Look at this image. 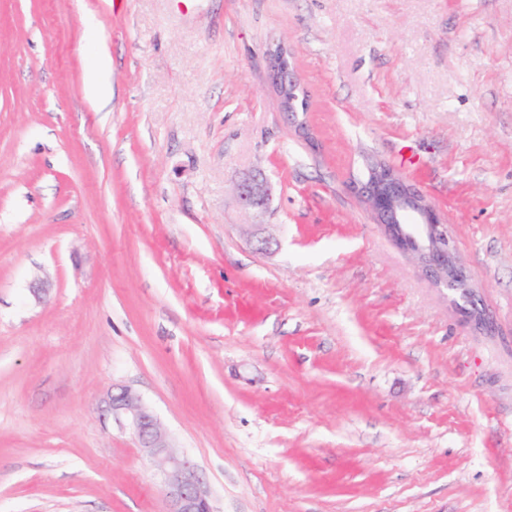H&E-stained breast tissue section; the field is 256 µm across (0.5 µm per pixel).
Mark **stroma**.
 <instances>
[{"instance_id":"1","label":"stroma","mask_w":512,"mask_h":512,"mask_svg":"<svg viewBox=\"0 0 512 512\" xmlns=\"http://www.w3.org/2000/svg\"><path fill=\"white\" fill-rule=\"evenodd\" d=\"M379 164L489 330L382 233ZM117 387L214 512H512V0H0V512H166ZM362 192L385 236L398 249L411 255L438 288L461 291L465 298L473 301L471 310H461L464 317L478 327L490 328L484 310L475 303L477 294L471 289L470 273L456 259L455 241L448 224L436 208L384 165L371 170ZM271 196V188L261 175H251L238 185L240 206L247 212L266 208Z\"/></svg>"}]
</instances>
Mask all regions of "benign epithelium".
I'll list each match as a JSON object with an SVG mask.
<instances>
[{"label":"benign epithelium","mask_w":512,"mask_h":512,"mask_svg":"<svg viewBox=\"0 0 512 512\" xmlns=\"http://www.w3.org/2000/svg\"><path fill=\"white\" fill-rule=\"evenodd\" d=\"M363 193L385 236L411 255L434 285L459 291L473 301L470 309L462 310L464 317L478 327L490 328L484 310L475 304L470 273L456 259L448 224L436 208L384 165L371 170ZM270 196L271 188L260 175H251L238 185L239 203L247 212L265 209ZM105 411L127 419L140 447L160 469L167 512H213L196 467L177 452L165 429L136 394L124 387L110 392Z\"/></svg>","instance_id":"obj_1"}]
</instances>
